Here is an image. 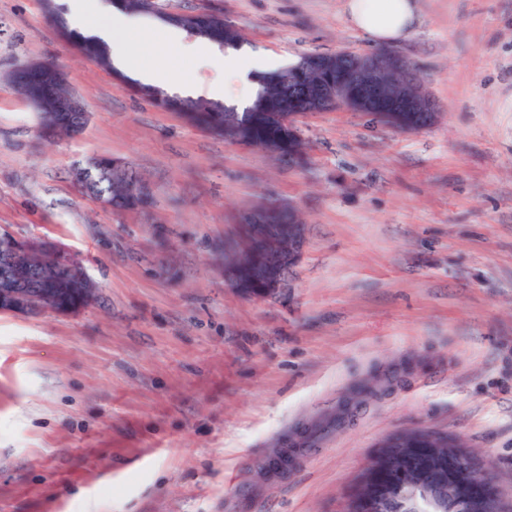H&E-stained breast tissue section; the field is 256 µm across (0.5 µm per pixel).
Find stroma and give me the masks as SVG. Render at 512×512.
Masks as SVG:
<instances>
[{"instance_id":"obj_1","label":"stroma","mask_w":512,"mask_h":512,"mask_svg":"<svg viewBox=\"0 0 512 512\" xmlns=\"http://www.w3.org/2000/svg\"><path fill=\"white\" fill-rule=\"evenodd\" d=\"M223 11L276 66L373 52L343 0H157ZM393 52L435 123L399 132L345 109L297 117L294 164L189 124L130 80L216 101L224 51L194 37L121 61L80 56L43 0H0V227L56 243L98 286L79 313H0V512H344L378 445L461 438L512 512V0H419ZM52 60L88 119L43 135L13 71ZM136 169L154 204L113 212L77 168ZM294 207L285 288L242 294L216 247L244 215ZM374 395L351 413L350 385ZM287 455L288 468L270 464Z\"/></svg>"}]
</instances>
